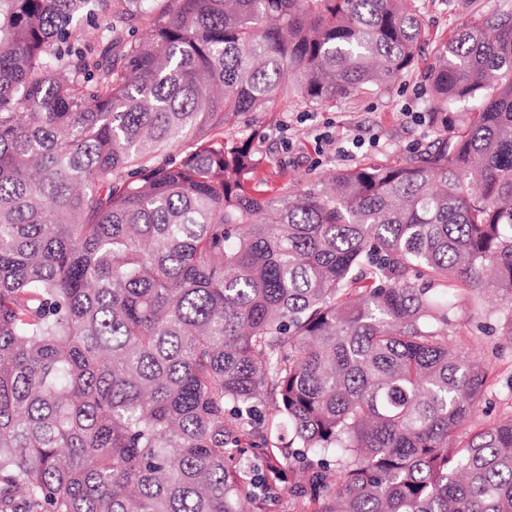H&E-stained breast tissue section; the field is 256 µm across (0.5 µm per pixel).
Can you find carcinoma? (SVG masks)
Instances as JSON below:
<instances>
[{"instance_id": "cac0c4a2", "label": "carcinoma", "mask_w": 512, "mask_h": 512, "mask_svg": "<svg viewBox=\"0 0 512 512\" xmlns=\"http://www.w3.org/2000/svg\"><path fill=\"white\" fill-rule=\"evenodd\" d=\"M502 2L434 49L429 149L271 199L240 120L414 71L410 0H0V512H512L448 340L512 304Z\"/></svg>"}]
</instances>
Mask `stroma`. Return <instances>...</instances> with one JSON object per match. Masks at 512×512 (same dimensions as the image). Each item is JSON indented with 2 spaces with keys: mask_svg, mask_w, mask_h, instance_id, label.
I'll use <instances>...</instances> for the list:
<instances>
[{
  "mask_svg": "<svg viewBox=\"0 0 512 512\" xmlns=\"http://www.w3.org/2000/svg\"><path fill=\"white\" fill-rule=\"evenodd\" d=\"M431 41H443L464 22V0H415ZM433 61L423 56L418 71L401 76L382 90L336 107L299 106L285 103L276 112L250 114L247 130L264 158L259 177L269 195H277L282 183L298 188L317 184L323 172L354 167L371 157L402 160L410 152L427 149L436 137L429 123L420 121L428 99L423 71ZM361 139V148L349 156L336 150L337 143ZM508 306L494 294H486L482 313H475L467 294H459L449 314L452 341L468 349L484 364L487 388L471 420L480 428L512 416V345L499 334Z\"/></svg>",
  "mask_w": 512,
  "mask_h": 512,
  "instance_id": "35a3bbf8",
  "label": "stroma"
}]
</instances>
